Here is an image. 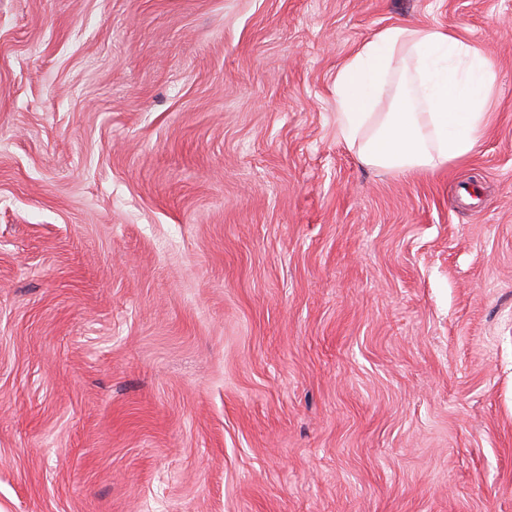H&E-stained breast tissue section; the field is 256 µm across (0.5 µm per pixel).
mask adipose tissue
I'll list each match as a JSON object with an SVG mask.
<instances>
[{"label": "adipose tissue", "instance_id": "adipose-tissue-1", "mask_svg": "<svg viewBox=\"0 0 512 512\" xmlns=\"http://www.w3.org/2000/svg\"><path fill=\"white\" fill-rule=\"evenodd\" d=\"M493 90L491 62L455 31L390 25L337 71L336 133L365 165L435 171L472 152Z\"/></svg>", "mask_w": 512, "mask_h": 512}]
</instances>
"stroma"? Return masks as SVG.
I'll use <instances>...</instances> for the list:
<instances>
[{
    "label": "stroma",
    "instance_id": "35a3bbf8",
    "mask_svg": "<svg viewBox=\"0 0 512 512\" xmlns=\"http://www.w3.org/2000/svg\"><path fill=\"white\" fill-rule=\"evenodd\" d=\"M492 59L382 172L336 73ZM0 512H512V0H0ZM494 76L483 51L451 29L387 26L336 73V133L367 166L441 169L482 136ZM392 90L391 111L377 112Z\"/></svg>",
    "mask_w": 512,
    "mask_h": 512
}]
</instances>
